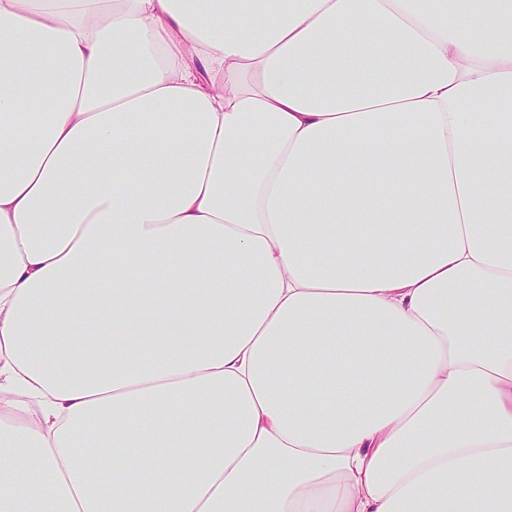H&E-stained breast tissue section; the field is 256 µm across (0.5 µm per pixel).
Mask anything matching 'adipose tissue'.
<instances>
[{
    "label": "adipose tissue",
    "instance_id": "ef3b65f1",
    "mask_svg": "<svg viewBox=\"0 0 512 512\" xmlns=\"http://www.w3.org/2000/svg\"><path fill=\"white\" fill-rule=\"evenodd\" d=\"M0 512H512V0H0Z\"/></svg>",
    "mask_w": 512,
    "mask_h": 512
}]
</instances>
